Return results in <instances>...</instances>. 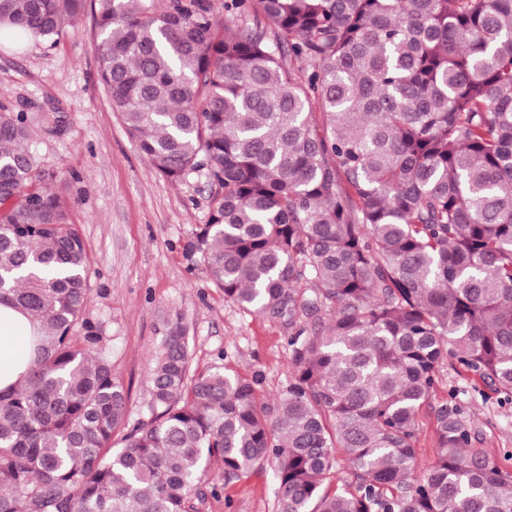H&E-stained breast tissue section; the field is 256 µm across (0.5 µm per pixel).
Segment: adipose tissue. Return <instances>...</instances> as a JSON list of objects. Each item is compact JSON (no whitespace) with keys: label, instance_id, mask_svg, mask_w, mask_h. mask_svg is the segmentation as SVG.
<instances>
[{"label":"adipose tissue","instance_id":"obj_1","mask_svg":"<svg viewBox=\"0 0 512 512\" xmlns=\"http://www.w3.org/2000/svg\"><path fill=\"white\" fill-rule=\"evenodd\" d=\"M37 333L31 319L0 304V390L17 386L33 358L32 340Z\"/></svg>","mask_w":512,"mask_h":512}]
</instances>
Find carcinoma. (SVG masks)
<instances>
[{
  "instance_id": "obj_1",
  "label": "carcinoma",
  "mask_w": 512,
  "mask_h": 512,
  "mask_svg": "<svg viewBox=\"0 0 512 512\" xmlns=\"http://www.w3.org/2000/svg\"><path fill=\"white\" fill-rule=\"evenodd\" d=\"M85 7L0 0V31L53 43ZM96 26L141 153L220 189L187 257L282 327L291 372L260 409L255 379L191 372L178 318L128 426L130 387L79 334L60 174L0 112V304L39 322L27 383L0 391V512H197L214 461L272 466L278 512H512L451 395L416 471L443 366L512 397V0H102ZM437 448L435 445L432 420L429 410H423L420 415V442L417 454V473L422 475L431 465L436 457Z\"/></svg>"
}]
</instances>
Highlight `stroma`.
<instances>
[{"instance_id":"1","label":"stroma","mask_w":512,"mask_h":512,"mask_svg":"<svg viewBox=\"0 0 512 512\" xmlns=\"http://www.w3.org/2000/svg\"><path fill=\"white\" fill-rule=\"evenodd\" d=\"M100 3L87 0L76 27L55 44L17 46L0 38V107L27 115L44 166L74 175L64 194L89 258L83 317L131 388L129 423L150 416V370L167 322L177 318L191 338L193 369L225 365L256 377L257 403L273 404L290 374L287 337L227 302L202 269H191L185 246L207 223L217 189L202 171L169 181L125 132L97 77ZM51 112L65 117L62 135L41 132ZM451 394L475 434L474 447L512 472V404L474 391L470 376L444 367L431 402ZM205 481L223 491L200 503L199 512H277L271 467L228 481L215 462Z\"/></svg>"}]
</instances>
